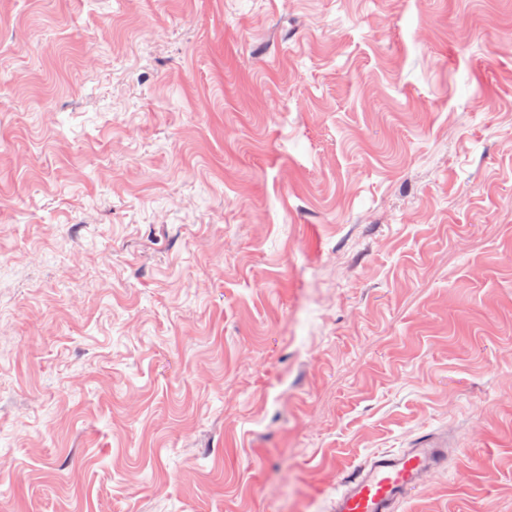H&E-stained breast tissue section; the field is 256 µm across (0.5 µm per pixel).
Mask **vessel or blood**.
<instances>
[{
	"instance_id": "obj_1",
	"label": "vessel or blood",
	"mask_w": 512,
	"mask_h": 512,
	"mask_svg": "<svg viewBox=\"0 0 512 512\" xmlns=\"http://www.w3.org/2000/svg\"><path fill=\"white\" fill-rule=\"evenodd\" d=\"M447 461V448L430 442L398 452L375 453L345 480L331 500L329 512H399L425 477Z\"/></svg>"
}]
</instances>
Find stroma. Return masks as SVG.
I'll use <instances>...</instances> for the list:
<instances>
[{"label": "stroma", "instance_id": "obj_1", "mask_svg": "<svg viewBox=\"0 0 512 512\" xmlns=\"http://www.w3.org/2000/svg\"><path fill=\"white\" fill-rule=\"evenodd\" d=\"M508 38L512 0H0V512H327L426 439L400 512H512Z\"/></svg>", "mask_w": 512, "mask_h": 512}]
</instances>
